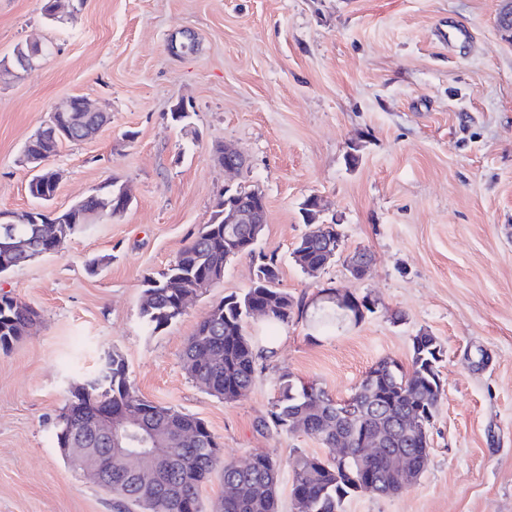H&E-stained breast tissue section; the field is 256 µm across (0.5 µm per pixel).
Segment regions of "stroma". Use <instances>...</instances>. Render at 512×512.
<instances>
[{
	"mask_svg": "<svg viewBox=\"0 0 512 512\" xmlns=\"http://www.w3.org/2000/svg\"><path fill=\"white\" fill-rule=\"evenodd\" d=\"M72 5L59 23L44 0H0V60L21 44L44 49L35 67L0 76V211L34 207L23 150L70 96L112 121L60 145L50 208L113 180L132 204L0 275V294L39 313L0 350V512H117L56 444L70 384L114 351L141 396L202 419L223 458H277L279 512H291L289 459L324 450L270 424L281 376L342 399L381 359L410 368L421 330L443 347L427 466L401 493H360L344 512H512V41L496 24L499 0ZM186 41L190 50L171 52ZM227 143L245 159L234 175L215 158ZM228 184L266 198L256 255L234 258L177 322L147 332L145 277L166 271L210 222ZM310 196L323 205L320 223L342 233L335 261L315 275L291 255ZM360 249L371 265L356 279L346 258ZM100 255L108 263L88 271ZM263 255L277 260L294 314L271 338L262 316L249 319L267 357L246 395L226 402L190 378L182 353L213 304L249 287ZM331 289L375 307L323 334L316 320L336 307Z\"/></svg>",
	"mask_w": 512,
	"mask_h": 512,
	"instance_id": "stroma-1",
	"label": "stroma"
}]
</instances>
